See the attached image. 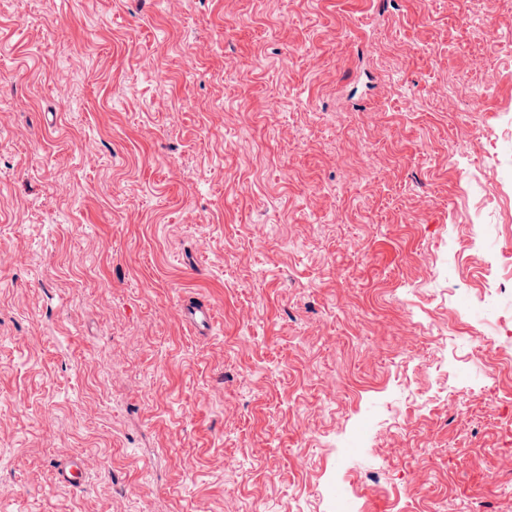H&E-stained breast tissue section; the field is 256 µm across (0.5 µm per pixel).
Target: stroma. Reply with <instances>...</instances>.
I'll return each mask as SVG.
<instances>
[{
  "mask_svg": "<svg viewBox=\"0 0 512 512\" xmlns=\"http://www.w3.org/2000/svg\"><path fill=\"white\" fill-rule=\"evenodd\" d=\"M507 112L512 0H0V512H512ZM182 319L191 328L201 331L212 322L214 312L212 308L203 303H189L181 307ZM58 473L60 482L74 490L80 489L84 484V462L80 457H69Z\"/></svg>",
  "mask_w": 512,
  "mask_h": 512,
  "instance_id": "1",
  "label": "stroma"
}]
</instances>
